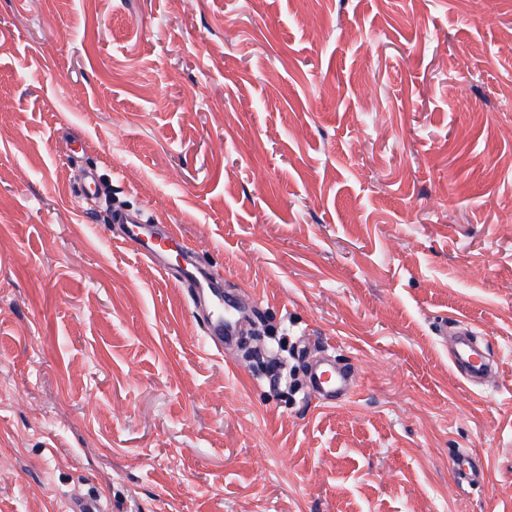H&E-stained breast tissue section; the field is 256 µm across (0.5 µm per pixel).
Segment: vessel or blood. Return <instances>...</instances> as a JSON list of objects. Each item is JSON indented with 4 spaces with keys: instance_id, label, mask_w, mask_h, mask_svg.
I'll list each match as a JSON object with an SVG mask.
<instances>
[{
    "instance_id": "1",
    "label": "vessel or blood",
    "mask_w": 512,
    "mask_h": 512,
    "mask_svg": "<svg viewBox=\"0 0 512 512\" xmlns=\"http://www.w3.org/2000/svg\"><path fill=\"white\" fill-rule=\"evenodd\" d=\"M113 219L124 226L127 243L139 254L157 266H165L166 245L174 239L172 232L147 223L137 213L118 210L114 212ZM176 279L179 283L191 285L197 297L208 300L210 304V316L204 331L206 344L219 351L229 348L237 334V309L233 296L214 293L213 278L187 255L183 256L178 266ZM452 362L467 368L473 377H486L491 373L479 352L465 339L458 342ZM307 378L313 393L328 403L350 394L356 387L353 375L337 369L328 359L312 361L308 366Z\"/></svg>"
}]
</instances>
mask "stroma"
<instances>
[{
  "mask_svg": "<svg viewBox=\"0 0 512 512\" xmlns=\"http://www.w3.org/2000/svg\"><path fill=\"white\" fill-rule=\"evenodd\" d=\"M297 6L0 0V512H512V0ZM90 169L355 392L207 349ZM475 348L467 339H461L457 343L451 361L455 366L463 365L467 368L470 377L489 376L492 369L482 361ZM307 378L313 393L327 403L335 402L338 396H347L356 387L354 376L337 369L330 359L312 361Z\"/></svg>",
  "mask_w": 512,
  "mask_h": 512,
  "instance_id": "stroma-1",
  "label": "stroma"
}]
</instances>
